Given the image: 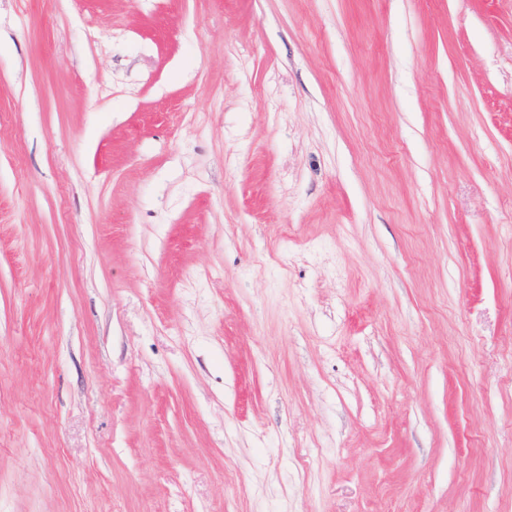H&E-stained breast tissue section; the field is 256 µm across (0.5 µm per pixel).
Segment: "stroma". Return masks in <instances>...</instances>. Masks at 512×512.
Instances as JSON below:
<instances>
[{"label":"stroma","instance_id":"obj_1","mask_svg":"<svg viewBox=\"0 0 512 512\" xmlns=\"http://www.w3.org/2000/svg\"><path fill=\"white\" fill-rule=\"evenodd\" d=\"M0 512H512V0H0Z\"/></svg>","mask_w":512,"mask_h":512}]
</instances>
